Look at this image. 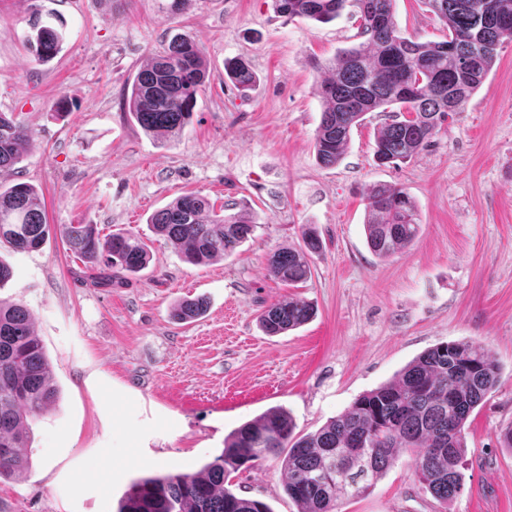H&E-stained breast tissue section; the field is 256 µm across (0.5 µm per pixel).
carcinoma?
I'll use <instances>...</instances> for the list:
<instances>
[{
	"mask_svg": "<svg viewBox=\"0 0 512 512\" xmlns=\"http://www.w3.org/2000/svg\"><path fill=\"white\" fill-rule=\"evenodd\" d=\"M276 14L327 23L355 8L367 40L340 51L320 67L322 112L314 139L316 159L336 165L353 128L370 112L390 111L377 132L379 166L413 159L431 143L448 117L463 109L493 68L502 39L512 40V0H427L448 30L440 41L419 42L401 33L396 0H272ZM34 59L46 62L61 50L62 31L37 14L26 37ZM237 88L256 81L241 58L224 61ZM207 65L199 40L176 34L135 75L127 114L162 143L179 140L190 124ZM27 125L0 113V173L14 170L27 154ZM367 243L389 258L414 242L420 230L418 205L403 188L374 184L366 192ZM188 263L201 266L232 254L253 234L257 221L247 211L219 214L199 195L178 197L149 218ZM45 202L27 182L0 181V245L39 249L50 236ZM69 250L110 287L151 262L144 238L132 231L103 235L95 224H62ZM303 246L281 248L268 260V274L288 288L312 274L311 257L322 247L316 229L302 230ZM205 312L202 299L182 300L172 319L187 322ZM314 308L292 295L260 316L264 332L276 336L307 323ZM31 312L0 300V478L24 470L27 419L55 403L57 390ZM493 354L468 341L439 344L411 361L393 381L360 395L314 433L299 435L291 415L271 408L224 438V450L193 473L142 477L131 484L118 512H273L262 500L227 486L230 474L269 455L282 458L285 492L297 512H338L343 501L366 494L397 454L414 456L415 474L443 502L464 487L466 424L498 382Z\"/></svg>",
	"mask_w": 512,
	"mask_h": 512,
	"instance_id": "carcinoma-1",
	"label": "carcinoma"
}]
</instances>
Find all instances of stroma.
<instances>
[{
  "label": "stroma",
  "mask_w": 512,
  "mask_h": 512,
  "mask_svg": "<svg viewBox=\"0 0 512 512\" xmlns=\"http://www.w3.org/2000/svg\"><path fill=\"white\" fill-rule=\"evenodd\" d=\"M0 0V112L32 131L11 174L43 194L47 222L95 224L101 234L149 235L152 260L128 282L94 286L60 235L39 250L0 247L13 277L0 297L35 318L58 391L31 416L29 464L0 480V512H117L131 483L191 473L224 439L272 407L297 431H317L361 394L392 381L424 351L470 341L500 365L496 387L467 421L465 486L442 503L418 481L410 454L341 512H512V42L492 72L411 161L377 166L374 136L388 116L367 114L336 166L319 165V65L358 44L350 12L329 23L285 20L272 0ZM54 12L61 52L35 61L24 43L34 12ZM399 29L441 40L425 0H396ZM178 33L196 36L210 76L181 139L164 145L124 114V92L149 55ZM250 63L240 94L226 59ZM415 199L421 230L381 259L363 228L370 185ZM194 192L215 207L246 203L258 225L234 253L209 265L183 261L148 217ZM315 227L323 248L298 293L314 306L302 327L266 335L259 315L287 296L267 272L280 248ZM202 297L205 315L170 316ZM234 492L296 512L279 458L229 478Z\"/></svg>",
  "instance_id": "1"
}]
</instances>
